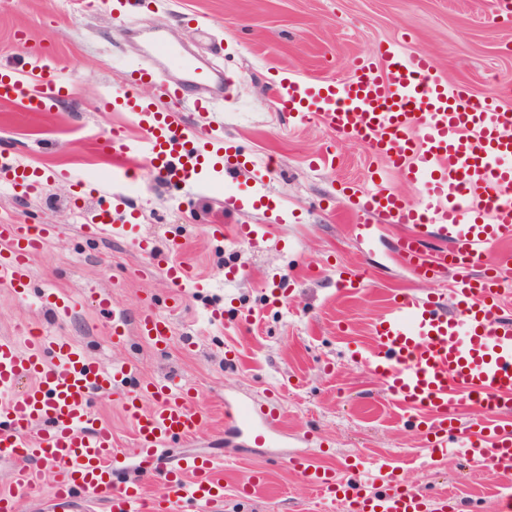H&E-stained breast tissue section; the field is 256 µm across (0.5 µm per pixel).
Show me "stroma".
<instances>
[{"mask_svg": "<svg viewBox=\"0 0 512 512\" xmlns=\"http://www.w3.org/2000/svg\"><path fill=\"white\" fill-rule=\"evenodd\" d=\"M208 24L198 30L196 20ZM25 39H15L16 30ZM164 35L224 74L212 112L184 113L185 121L215 129L252 159L271 162L265 194L268 206L228 212L227 196L251 191L249 172L225 182L208 173L207 186L188 195L177 185L140 171L126 205L139 215L140 235L158 253L192 266L202 290L178 293L161 270L135 271L148 260L132 240L87 234L102 202L97 176H108L111 153L99 144L109 133L140 137L125 112H108L100 102L122 78V65L143 59L155 35ZM428 53L439 75L462 82L480 97L497 94L512 105V0H155L127 25H115L100 0H0V64L22 67L35 49L51 53L50 67L64 70L67 96L44 113L23 101L0 102V163L15 162L41 174L29 199H20L0 172V222L54 224L59 231L31 265L25 295L0 286V337L34 327L62 336L108 366L135 363L142 381L176 378L207 405L206 429L176 439L161 450L165 459L213 457L224 472L219 512H344L298 482L287 464L301 454L346 478L345 462L361 456L395 463L404 484L431 492L436 512L443 496L458 512H495L500 479L490 468L461 453L430 455L417 424L386 397L381 381L352 360V348L371 345V325L401 292L432 298L448 295L450 273L418 276L397 256L403 230L380 220L371 244L351 233L356 199L350 187H367L378 162L367 148L336 137L315 117L297 121L282 111L272 85L284 76L299 79L349 76L352 65L371 59L385 44ZM331 150L334 166L315 157ZM87 178L76 188L73 175ZM220 223L224 233L205 227ZM266 224L258 246H231L235 225ZM244 277L224 278L231 266ZM369 271L365 291L337 284L340 268ZM283 281L281 301L268 286ZM81 298L76 312L57 322L38 313L46 289ZM97 288L106 307L85 298ZM151 301L172 324V337L154 346L137 334L124 345L108 337L112 309L135 318ZM224 311L223 322L210 311ZM254 400L277 408L288 443L233 448L224 434V401ZM91 408L111 427L121 455L115 476L140 479L133 458L134 433L119 401L97 396ZM255 470L268 474L261 494L241 499L238 488Z\"/></svg>", "mask_w": 512, "mask_h": 512, "instance_id": "35a3bbf8", "label": "stroma"}]
</instances>
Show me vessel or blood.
<instances>
[{
    "instance_id": "b4317fda",
    "label": "vessel or blood",
    "mask_w": 512,
    "mask_h": 512,
    "mask_svg": "<svg viewBox=\"0 0 512 512\" xmlns=\"http://www.w3.org/2000/svg\"><path fill=\"white\" fill-rule=\"evenodd\" d=\"M151 51L184 77L162 83L151 66L128 64L112 104L129 112L143 136L130 142L113 133L104 147L141 157L150 175L189 192L204 186L205 174L216 167L228 176L251 167L254 184L265 185L269 167L249 165L229 153L222 136L196 131L171 113L179 106L211 111L213 100L205 90L216 75L182 55L166 37H155ZM379 56L378 66L355 62L344 82L281 78L274 94L282 109L301 120L319 116L337 136L367 147L420 191L418 204L405 203L382 178L360 193L357 209L408 227L398 251L420 275L453 271L454 307L412 293L397 295L374 324L372 349L353 356L383 381L394 403L427 425L431 453L447 455L460 395L481 405L483 419L459 448L500 477L505 493L497 512H512V434L498 426L512 415V318L502 309L512 278L472 273L488 249L512 241V107L492 95L474 97L466 84L447 83L421 50L389 45L380 48ZM154 82L171 110H152L138 96L140 85ZM64 89L50 67L36 62L26 69L0 68L1 102L21 98L29 111L43 112ZM131 177L129 166H114L103 194L123 203ZM135 229L129 220L115 223L109 209L98 211L87 227L100 237ZM56 233L53 224H0V242L8 245L0 252V282L24 294L33 257ZM132 332L160 346L169 342L172 327L148 304L132 322L114 313L113 343L125 342ZM138 374L134 363L107 368L73 342L29 329L0 338V460L17 464L9 475V492L0 494V512H12L16 497L44 493L61 512H71L79 492L89 502L106 499L108 512H186L190 506L209 512L222 500L224 473L213 459L169 462L159 454L168 440L193 435L207 422L203 401L170 381L138 383ZM24 378L31 384L22 390L18 384ZM94 395L121 401L136 431L139 469L162 478L158 496L146 497L139 482L115 481L112 462L118 450L111 427L98 422L88 407ZM224 418L256 445L269 441L280 424L251 401H225ZM44 463L56 470L48 491L42 486ZM288 464L304 484L348 504L352 512H428L421 491L400 489L395 466L375 464L348 483L304 456H289ZM370 474L384 485L383 493L370 491Z\"/></svg>"
}]
</instances>
